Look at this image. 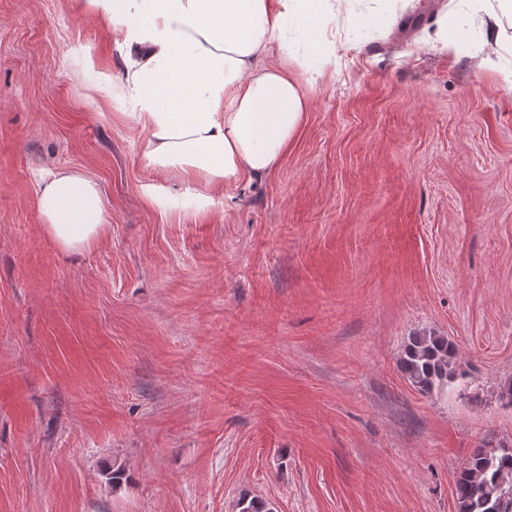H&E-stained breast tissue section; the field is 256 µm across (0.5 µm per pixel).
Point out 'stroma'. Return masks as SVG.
<instances>
[{"label": "stroma", "mask_w": 512, "mask_h": 512, "mask_svg": "<svg viewBox=\"0 0 512 512\" xmlns=\"http://www.w3.org/2000/svg\"><path fill=\"white\" fill-rule=\"evenodd\" d=\"M478 32L472 0H343L287 153L202 215L96 88L109 25L0 0V512H455L512 443V21L492 70ZM49 165L101 185L87 251L43 231ZM422 329L466 371L429 394L398 366Z\"/></svg>", "instance_id": "35a3bbf8"}]
</instances>
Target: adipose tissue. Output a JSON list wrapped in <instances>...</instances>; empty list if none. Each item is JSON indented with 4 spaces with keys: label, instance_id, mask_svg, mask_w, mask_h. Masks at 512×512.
<instances>
[{
    "label": "adipose tissue",
    "instance_id": "obj_1",
    "mask_svg": "<svg viewBox=\"0 0 512 512\" xmlns=\"http://www.w3.org/2000/svg\"><path fill=\"white\" fill-rule=\"evenodd\" d=\"M117 34L124 74L101 81L140 132L151 168L189 186L185 206L211 211L229 188L274 170L305 117L294 68L325 56L315 41L336 0H72ZM294 28L308 55L288 40ZM280 64H259L270 50ZM43 228L64 251L90 249L109 224L97 180L67 168L47 171L36 191Z\"/></svg>",
    "mask_w": 512,
    "mask_h": 512
}]
</instances>
